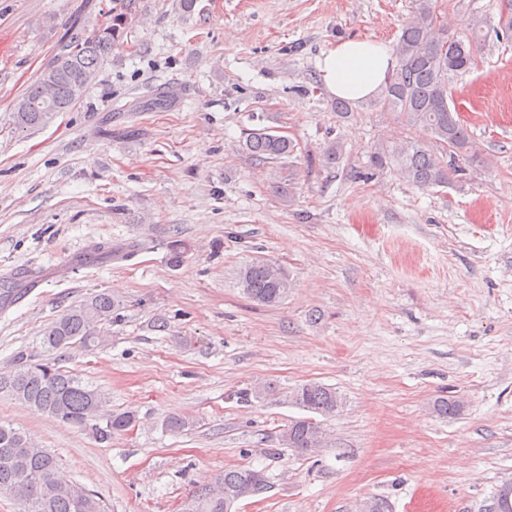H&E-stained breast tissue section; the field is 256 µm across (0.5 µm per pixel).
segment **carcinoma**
<instances>
[{"label": "carcinoma", "mask_w": 512, "mask_h": 512, "mask_svg": "<svg viewBox=\"0 0 512 512\" xmlns=\"http://www.w3.org/2000/svg\"><path fill=\"white\" fill-rule=\"evenodd\" d=\"M130 13L115 11L108 22L94 27L69 29L55 57L39 82L29 87L14 106V121L21 128L46 125L58 112H65L84 95L112 50L124 45ZM497 33L512 38V0H502ZM483 40L480 22L472 19L458 32H448V21L433 0H417L416 8L401 28L394 46L395 65L388 74L371 106L393 114L407 129L421 128L427 139L401 136L395 141L382 140L371 151L368 171L354 172V178H369L377 171L392 169L411 185L428 190L465 183L484 166L482 151L469 135L450 106L452 76L477 66L479 44ZM242 150L262 163L290 159L295 144L288 137L272 133L268 127L246 133ZM344 155L343 144L336 140L323 152V162L333 167ZM237 285L250 301L262 306H276L284 301L291 281L275 263L254 257L237 272ZM116 304L112 296L99 293L65 309L44 331L42 345L47 350H61L80 345L97 347L109 336ZM7 393L31 408L47 413L62 423L88 432L98 443H109L116 434L137 422L129 412H103L105 397L95 389L50 361L19 353L7 374ZM274 388L257 382L240 399L263 400ZM288 404L307 412L292 419L280 433L279 444L301 455H313L326 446V429L315 416L329 418L342 407L336 390L321 382L299 385L285 395ZM433 412L454 417L460 404L454 399L438 398ZM189 419L168 414L161 428L179 433ZM269 489L264 471L250 465L224 469L216 476V487L196 491L186 499L181 512H230L241 499L259 496ZM0 495H7L19 505V512H103L102 501L84 485L61 477L56 456L34 446L22 431L0 424ZM384 498L370 496L359 504V512H391ZM494 512H512V484L500 487Z\"/></svg>", "instance_id": "carcinoma-1"}]
</instances>
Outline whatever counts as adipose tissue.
<instances>
[{
    "label": "adipose tissue",
    "instance_id": "obj_1",
    "mask_svg": "<svg viewBox=\"0 0 512 512\" xmlns=\"http://www.w3.org/2000/svg\"><path fill=\"white\" fill-rule=\"evenodd\" d=\"M393 67L392 52L383 42L343 41L319 61L326 87L336 97L356 101L375 95Z\"/></svg>",
    "mask_w": 512,
    "mask_h": 512
}]
</instances>
